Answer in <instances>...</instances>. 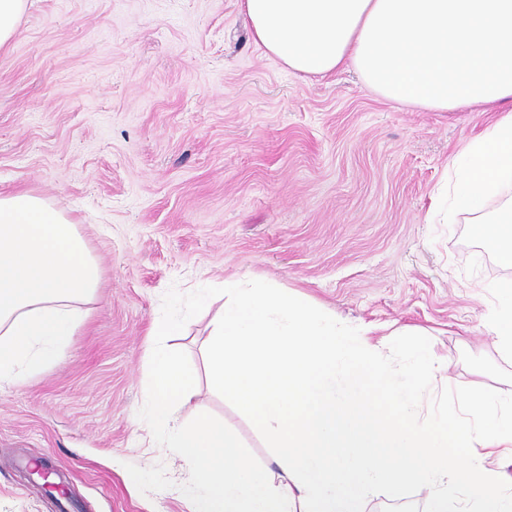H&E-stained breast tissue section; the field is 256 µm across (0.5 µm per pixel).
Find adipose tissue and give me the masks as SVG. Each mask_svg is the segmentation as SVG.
Returning a JSON list of instances; mask_svg holds the SVG:
<instances>
[{"label":"adipose tissue","mask_w":512,"mask_h":512,"mask_svg":"<svg viewBox=\"0 0 512 512\" xmlns=\"http://www.w3.org/2000/svg\"><path fill=\"white\" fill-rule=\"evenodd\" d=\"M250 33L289 70L353 68L383 98L434 112L500 106L451 167L452 207L512 269V200L486 204L512 178V0H242ZM102 269L70 217L44 197L0 191V383L54 363L81 325L78 302ZM484 327L512 356V283L494 286Z\"/></svg>","instance_id":"1"}]
</instances>
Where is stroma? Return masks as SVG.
<instances>
[{
	"instance_id": "obj_1",
	"label": "stroma",
	"mask_w": 512,
	"mask_h": 512,
	"mask_svg": "<svg viewBox=\"0 0 512 512\" xmlns=\"http://www.w3.org/2000/svg\"><path fill=\"white\" fill-rule=\"evenodd\" d=\"M497 116L404 107L348 67L296 74L253 40L241 0H30L0 51V189L70 216L103 281L61 357L0 387V512H191L186 466L138 416L173 286L289 288L350 323L427 336L454 386L512 393V357L482 325L512 270L473 214L437 210L451 159ZM211 317L167 341L199 390L182 416L222 418L270 466L209 383Z\"/></svg>"
}]
</instances>
